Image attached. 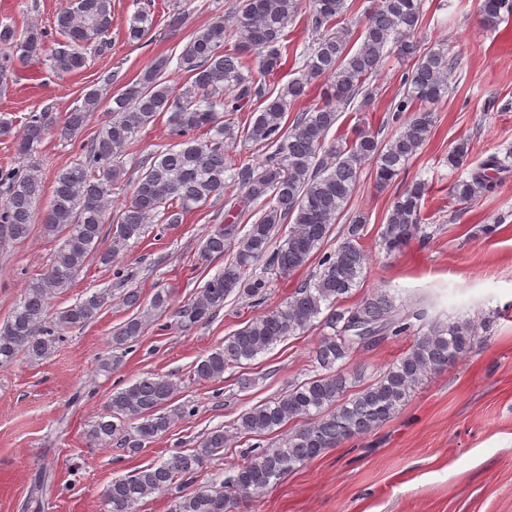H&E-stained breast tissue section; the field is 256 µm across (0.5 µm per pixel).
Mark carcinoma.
Masks as SVG:
<instances>
[{
  "label": "carcinoma",
  "mask_w": 512,
  "mask_h": 512,
  "mask_svg": "<svg viewBox=\"0 0 512 512\" xmlns=\"http://www.w3.org/2000/svg\"><path fill=\"white\" fill-rule=\"evenodd\" d=\"M308 5V27L318 34L316 46L304 55L301 75L274 97L266 77L275 75L288 55L286 29L302 13L303 0H237L230 14L218 15L194 32L177 56L154 59L124 91L112 96L108 119L89 142L79 146L74 161L55 176L42 228L60 245L47 269L26 283L19 302L0 323V366L20 356L32 361L47 358L68 329L91 322L110 306L112 290L103 289L48 315L49 300L71 288L90 258L104 265L112 263V257L130 241L141 239L156 218L180 224L185 214L234 188L245 189V195L235 202L240 210L261 212L242 236L240 225L233 220L205 237L201 254L206 259L224 255L230 242L236 252L193 299L174 310L176 324L190 329L212 318L232 294L262 303L269 276H289L307 266L350 200L363 162L375 163L380 186L401 174L429 137L435 124L433 106L448 95L459 60L448 57L441 46L419 51L422 0H375L356 49L351 46L349 30H333L349 11L348 0H308ZM481 11L486 25L495 28L512 19V0H482ZM111 28L112 0H66L56 17L63 40L48 54L46 32L32 28L21 36L13 24L1 21L0 48L11 54L0 59V82L7 81L15 60L28 64L48 57L58 74L78 73L87 66L88 49L102 52L110 48ZM153 28V12L139 6L126 38L140 43ZM393 53L413 62L402 97L393 106L395 112L408 113L400 128L389 138L360 130L352 138L342 134L326 143L342 108L360 94L364 105L372 99L366 83ZM173 62L188 74L178 91L164 77ZM321 76L330 83L318 103L287 122L288 112L309 96L313 80ZM254 101L263 108L251 124L240 125L238 112ZM99 102L98 90L87 92L82 106L66 113L60 125L53 120L50 105L31 112L16 151L30 158L47 136L74 134ZM164 114L172 134L181 138L179 148L140 161L129 204L118 212L112 210V191L127 174L125 150L138 133ZM202 129L206 140L191 137ZM240 132L255 145H277L279 157L260 170L226 157L224 141L236 139ZM468 153V143L459 142L448 153V167H461ZM507 170L503 160L490 155L470 171L469 178L456 181L450 195L459 203H470L492 191ZM0 186L5 188V199L0 201V239L24 240L43 193L38 170L34 166L0 170ZM426 193L427 184L415 181L396 196L380 232L387 251L403 248L418 235L429 237L422 224ZM280 224L290 225L288 236L273 249L271 242ZM366 224L364 214L352 216L336 249L322 255L316 274L299 284L284 303L249 319L224 339V346L212 349L194 365L197 381H215L226 370L254 359L287 337L304 333L316 323L322 327L313 351L314 376L250 408L236 424V434L250 439L290 423L292 429L273 447L247 449L223 480H212L176 497L171 512H232L239 499L264 495L298 465L395 417L424 377L456 364L485 342L479 328L487 326L488 317L478 322L457 318L446 325L431 323L371 382L359 386L360 373H342L338 364L353 353L370 350L410 328L402 315L406 303L397 301L387 289L346 304L365 269L361 240ZM106 227L112 237L102 251ZM261 259L265 260L264 274L248 275L249 268ZM168 307L169 295L158 291L150 310L117 327L112 333L114 353L101 363L100 371L118 369L122 356L116 350L141 336L150 319L162 316ZM176 391L172 380L155 374L114 391L107 412L88 431L90 440L130 455L142 452L174 419L189 415L185 407L171 406ZM226 442L224 430L216 428L194 448L113 479L103 493L105 512H140L152 495L194 482Z\"/></svg>",
  "instance_id": "1"
}]
</instances>
